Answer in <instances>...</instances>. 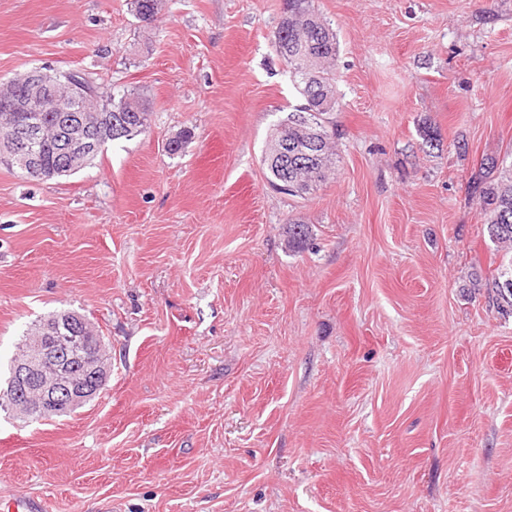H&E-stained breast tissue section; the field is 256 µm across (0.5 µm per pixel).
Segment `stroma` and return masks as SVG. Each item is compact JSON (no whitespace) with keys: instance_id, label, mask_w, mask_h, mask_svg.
<instances>
[{"instance_id":"stroma-1","label":"stroma","mask_w":512,"mask_h":512,"mask_svg":"<svg viewBox=\"0 0 512 512\" xmlns=\"http://www.w3.org/2000/svg\"><path fill=\"white\" fill-rule=\"evenodd\" d=\"M317 5L339 40L336 167L301 199L261 162L301 103L270 41L283 0H167L149 28L130 0H0V79L78 70L150 112L73 175L0 164V385L63 309L112 361L70 416L0 412V499L512 512V314L467 286L508 261L470 181L512 161V0Z\"/></svg>"}]
</instances>
